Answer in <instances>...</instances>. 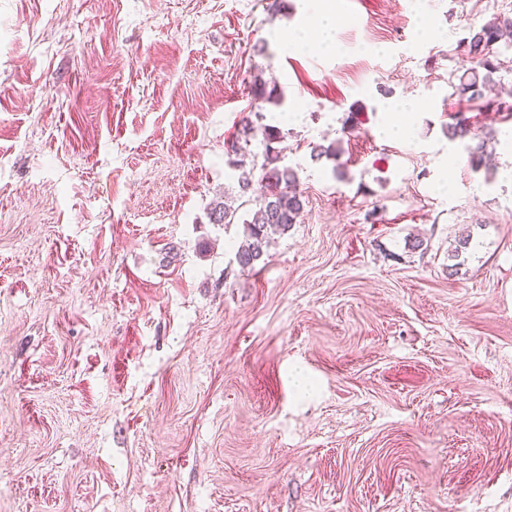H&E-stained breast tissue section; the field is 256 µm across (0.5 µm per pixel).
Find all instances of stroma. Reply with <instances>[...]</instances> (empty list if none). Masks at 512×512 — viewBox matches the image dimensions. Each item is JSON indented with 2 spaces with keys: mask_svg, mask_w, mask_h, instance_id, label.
Wrapping results in <instances>:
<instances>
[{
  "mask_svg": "<svg viewBox=\"0 0 512 512\" xmlns=\"http://www.w3.org/2000/svg\"><path fill=\"white\" fill-rule=\"evenodd\" d=\"M272 2L0 0V512H512V120L453 93L512 0ZM252 113L304 209L244 270ZM320 10L308 20V25H314L321 29L322 42L320 49L328 51L335 46V30H336V19L338 11L336 9V1L334 0H323ZM385 112L391 113L389 121L386 124L388 133L407 137L409 134V125L407 123L408 110L403 105H389ZM448 138L452 141L459 140L461 142L470 141L471 143H465V150L468 153L469 163L474 170H478L481 167L486 169L488 174V167L486 162V149L490 140L491 133H485L484 136L472 130L471 125L468 123L466 118H457L455 123L448 124L447 127Z\"/></svg>",
  "mask_w": 512,
  "mask_h": 512,
  "instance_id": "obj_1",
  "label": "stroma"
}]
</instances>
